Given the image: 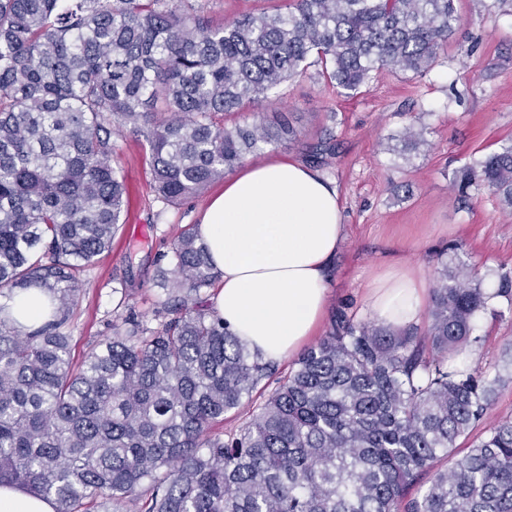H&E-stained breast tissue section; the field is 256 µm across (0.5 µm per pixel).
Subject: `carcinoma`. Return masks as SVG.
I'll return each mask as SVG.
<instances>
[{
	"instance_id": "cac0c4a2",
	"label": "carcinoma",
	"mask_w": 512,
	"mask_h": 512,
	"mask_svg": "<svg viewBox=\"0 0 512 512\" xmlns=\"http://www.w3.org/2000/svg\"><path fill=\"white\" fill-rule=\"evenodd\" d=\"M213 24L196 0H0V293L36 290L42 322L0 305V484L55 512H512V419L486 423L503 371L448 367L512 311V274L437 254L419 336L344 311L284 376L204 294L219 278L194 228L161 269L154 329L132 314L71 361L80 272L123 229L112 136L144 138L153 190L179 204L297 130L288 112L227 127L306 66L351 95L425 75L462 25L457 0H283ZM512 211V145L468 167ZM265 392L237 429L224 415Z\"/></svg>"
}]
</instances>
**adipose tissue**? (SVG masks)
<instances>
[{"mask_svg":"<svg viewBox=\"0 0 512 512\" xmlns=\"http://www.w3.org/2000/svg\"><path fill=\"white\" fill-rule=\"evenodd\" d=\"M195 230L220 274L215 310L235 336L275 364L299 351L321 324L345 238L336 187L291 159L255 163L225 179ZM425 300L417 270L398 260L368 292L373 315L396 326L415 321Z\"/></svg>","mask_w":512,"mask_h":512,"instance_id":"obj_1","label":"adipose tissue"}]
</instances>
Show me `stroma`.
I'll return each instance as SVG.
<instances>
[{
	"label": "stroma",
	"instance_id": "stroma-1",
	"mask_svg": "<svg viewBox=\"0 0 512 512\" xmlns=\"http://www.w3.org/2000/svg\"><path fill=\"white\" fill-rule=\"evenodd\" d=\"M457 8L463 22L456 40L426 75L383 71L346 98L313 65L262 107L293 113L298 140L246 155L245 163L281 157L305 163L325 139L333 148L319 171L339 193L346 239L330 274L327 315L344 310L372 320L368 288L389 261L403 256L429 283L434 256L456 242L465 245L460 258L480 271L512 273V213L487 191H471L462 201L454 189L467 167L512 143V4L459 0ZM411 124L424 128L426 146L404 149L402 131ZM114 142L129 188V227L80 275L69 321L76 364L120 316L133 312L157 327V270L173 268L175 237L224 186L219 180L182 203L164 202L151 187L143 143L126 132ZM132 243L140 248L134 256ZM477 332L484 342L467 352V363L493 371L512 344V313L481 315Z\"/></svg>",
	"mask_w": 512,
	"mask_h": 512
}]
</instances>
